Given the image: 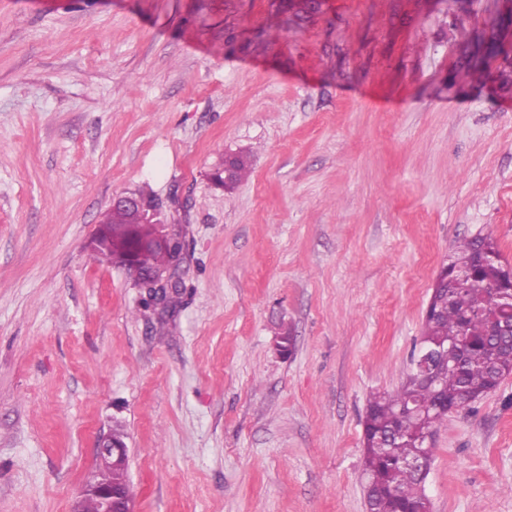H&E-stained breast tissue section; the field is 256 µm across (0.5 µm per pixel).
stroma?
Listing matches in <instances>:
<instances>
[{
  "instance_id": "1",
  "label": "stroma",
  "mask_w": 512,
  "mask_h": 512,
  "mask_svg": "<svg viewBox=\"0 0 512 512\" xmlns=\"http://www.w3.org/2000/svg\"><path fill=\"white\" fill-rule=\"evenodd\" d=\"M139 191L163 317L91 256ZM477 234L512 265V0H0V512H71L116 430L134 512H367V402ZM434 440L430 512H512V374ZM251 167L250 156L246 154H236L230 156L229 164L226 169L224 168V164L222 168L216 169L213 173V179L218 185L222 186L224 190H233L248 177ZM174 242L173 246L170 249L169 247H159L157 249L144 252L140 255L138 259V266L136 268V273L141 275L142 273H154V274H165L168 273L170 276H177L179 282L174 286L175 279H171L167 282L165 287L162 288H153L156 291V300L155 306L159 309H162L166 304V298L173 294L170 298V303L173 298L177 296L174 301V308L180 303V298L182 295V278L180 277V267L175 265V260L179 255H182V262L184 260V240L179 231L174 232Z\"/></svg>"
}]
</instances>
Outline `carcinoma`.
<instances>
[{
  "label": "carcinoma",
  "instance_id": "1",
  "mask_svg": "<svg viewBox=\"0 0 512 512\" xmlns=\"http://www.w3.org/2000/svg\"><path fill=\"white\" fill-rule=\"evenodd\" d=\"M252 163L250 156L230 157L228 167L213 173L215 182L232 190L245 180ZM114 224H139L146 235L156 231L142 223L137 208L109 210L101 229ZM184 251L180 232L173 246L144 252L138 259L137 274L180 276L175 260ZM500 253L489 237L463 238L448 254V279L468 273L459 285L435 282L430 316L424 318L419 347L448 349V370L428 381L411 370L394 392L369 399L364 420V477L368 512H429L424 494V471L431 468L435 449L425 447L427 436L448 418L495 390L502 377L512 372V345L496 336L491 319L506 301L509 281ZM97 479L102 484H121L130 494L126 468H105Z\"/></svg>",
  "mask_w": 512,
  "mask_h": 512
}]
</instances>
